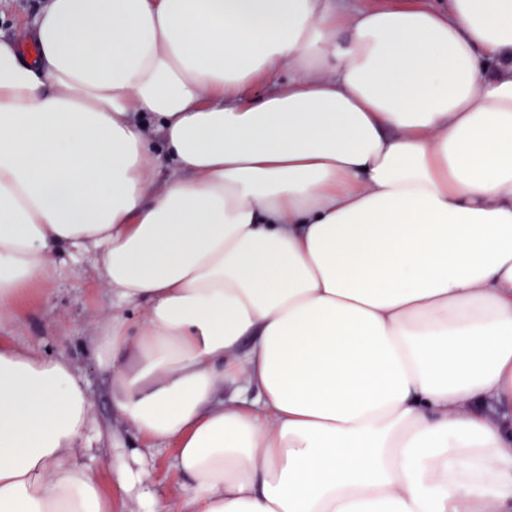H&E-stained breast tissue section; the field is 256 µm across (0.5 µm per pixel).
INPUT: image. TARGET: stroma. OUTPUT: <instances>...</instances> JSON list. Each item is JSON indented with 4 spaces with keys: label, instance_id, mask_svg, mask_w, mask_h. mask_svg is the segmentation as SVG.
<instances>
[{
    "label": "stroma",
    "instance_id": "1",
    "mask_svg": "<svg viewBox=\"0 0 512 512\" xmlns=\"http://www.w3.org/2000/svg\"><path fill=\"white\" fill-rule=\"evenodd\" d=\"M43 0H0V37L22 36L32 25ZM112 293L93 268L90 257L60 263L53 278L32 287L18 302L11 323L0 326V342L18 348L66 353L85 382L91 426L106 431L93 455L74 454L100 478L112 495V512H148L136 494L112 483L117 457L138 458L164 512H183L187 480L174 464L173 444L148 448L117 410L110 381L91 356L89 340L111 318Z\"/></svg>",
    "mask_w": 512,
    "mask_h": 512
}]
</instances>
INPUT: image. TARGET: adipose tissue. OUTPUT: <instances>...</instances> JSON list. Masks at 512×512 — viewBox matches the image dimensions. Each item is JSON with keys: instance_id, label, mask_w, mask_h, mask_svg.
<instances>
[{"instance_id": "ef3b65f1", "label": "adipose tissue", "mask_w": 512, "mask_h": 512, "mask_svg": "<svg viewBox=\"0 0 512 512\" xmlns=\"http://www.w3.org/2000/svg\"><path fill=\"white\" fill-rule=\"evenodd\" d=\"M85 252L188 512H512V0H46L0 39V323ZM89 431L0 345V512H112Z\"/></svg>"}]
</instances>
